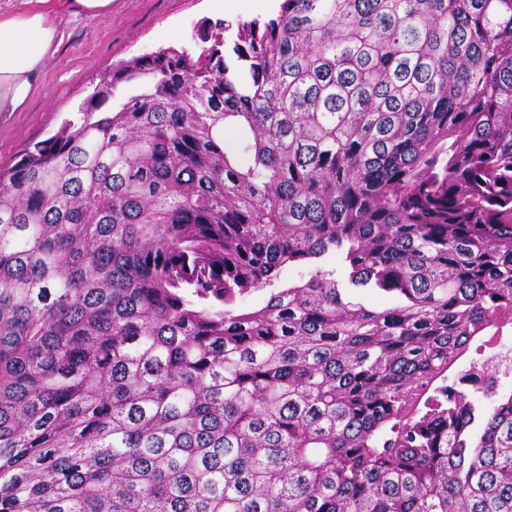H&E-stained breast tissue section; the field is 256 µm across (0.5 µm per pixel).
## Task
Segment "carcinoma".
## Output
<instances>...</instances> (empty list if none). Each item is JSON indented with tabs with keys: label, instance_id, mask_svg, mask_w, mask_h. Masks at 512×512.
<instances>
[{
	"label": "carcinoma",
	"instance_id": "1",
	"mask_svg": "<svg viewBox=\"0 0 512 512\" xmlns=\"http://www.w3.org/2000/svg\"><path fill=\"white\" fill-rule=\"evenodd\" d=\"M228 30L0 170V512H512V0Z\"/></svg>",
	"mask_w": 512,
	"mask_h": 512
}]
</instances>
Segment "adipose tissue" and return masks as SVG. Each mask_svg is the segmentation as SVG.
<instances>
[{
	"mask_svg": "<svg viewBox=\"0 0 512 512\" xmlns=\"http://www.w3.org/2000/svg\"><path fill=\"white\" fill-rule=\"evenodd\" d=\"M59 43L47 11L0 6V112L25 106Z\"/></svg>",
	"mask_w": 512,
	"mask_h": 512,
	"instance_id": "obj_1",
	"label": "adipose tissue"
}]
</instances>
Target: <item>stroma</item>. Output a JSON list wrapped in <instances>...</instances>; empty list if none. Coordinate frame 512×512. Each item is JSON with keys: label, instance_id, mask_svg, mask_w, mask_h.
<instances>
[{"label": "stroma", "instance_id": "stroma-1", "mask_svg": "<svg viewBox=\"0 0 512 512\" xmlns=\"http://www.w3.org/2000/svg\"><path fill=\"white\" fill-rule=\"evenodd\" d=\"M53 2L64 39L26 107L0 112L2 166L14 163L28 143L55 134L112 64L162 48L199 50L202 21L233 25L278 8V0H238L222 13L212 0H113L111 16L97 19L76 13L68 0Z\"/></svg>", "mask_w": 512, "mask_h": 512}]
</instances>
